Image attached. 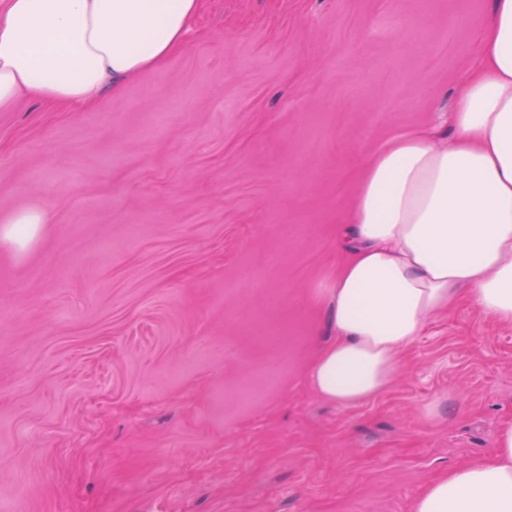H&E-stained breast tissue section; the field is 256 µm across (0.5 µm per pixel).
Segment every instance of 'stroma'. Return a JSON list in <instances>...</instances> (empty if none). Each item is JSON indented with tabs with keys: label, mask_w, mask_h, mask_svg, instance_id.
I'll list each match as a JSON object with an SVG mask.
<instances>
[{
	"label": "stroma",
	"mask_w": 512,
	"mask_h": 512,
	"mask_svg": "<svg viewBox=\"0 0 512 512\" xmlns=\"http://www.w3.org/2000/svg\"><path fill=\"white\" fill-rule=\"evenodd\" d=\"M491 0H202L94 107H0V512H410L512 419V325L435 315L376 398L305 382L361 157L447 126ZM440 400L434 421L424 407ZM49 211L46 209H26L13 213L6 218H0L1 235L7 240L25 246L31 242L40 227V224H48Z\"/></svg>",
	"instance_id": "1"
}]
</instances>
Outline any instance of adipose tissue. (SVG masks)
Returning <instances> with one entry per match:
<instances>
[{
    "label": "adipose tissue",
    "instance_id": "1",
    "mask_svg": "<svg viewBox=\"0 0 512 512\" xmlns=\"http://www.w3.org/2000/svg\"><path fill=\"white\" fill-rule=\"evenodd\" d=\"M201 0H0V106L22 93L68 108L162 65L185 47ZM45 209L0 221L31 242ZM336 239L329 290L334 337L307 381L355 406L383 393L430 319L468 299L512 324V0H492L478 63L457 86L452 130L421 127L361 161ZM411 512H512V420L486 457L449 469Z\"/></svg>",
    "mask_w": 512,
    "mask_h": 512
}]
</instances>
